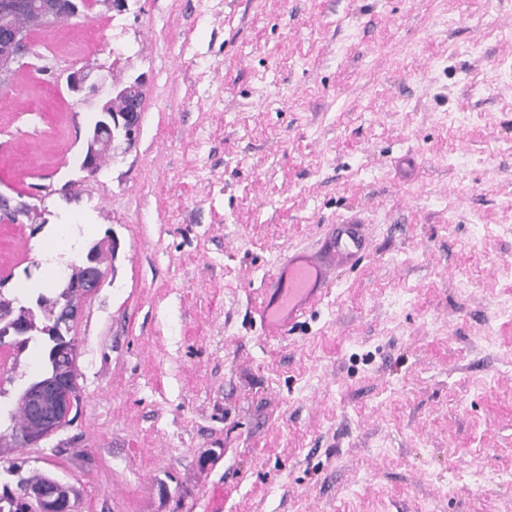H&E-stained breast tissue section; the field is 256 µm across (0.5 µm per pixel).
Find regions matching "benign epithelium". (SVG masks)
Instances as JSON below:
<instances>
[{"mask_svg":"<svg viewBox=\"0 0 512 512\" xmlns=\"http://www.w3.org/2000/svg\"><path fill=\"white\" fill-rule=\"evenodd\" d=\"M87 6L86 0H0V85L8 84L15 72V64L29 50L28 32L10 23V19L22 13H36L45 27L50 28L58 14L65 11L76 15ZM68 89L75 95L100 96L103 83L92 79V71L80 68L66 77ZM140 76L123 87L113 88V95L105 98L98 118L89 133V149L85 155L83 170L94 176L98 173L97 156L112 151L114 130H120L127 139L134 136L139 116L144 107L143 87ZM32 205L0 193V220L10 221L28 213ZM68 291L63 298L54 299L61 306L60 324L73 323L79 313L83 297L93 293L104 280L101 268L100 246H91L87 253L70 265ZM78 346L69 344L59 347L52 354L54 375L26 387L22 399L27 408L31 430L26 433L1 432L0 453L5 455L11 448L35 447L56 433L72 412L82 403V394L72 377ZM75 497L72 486L51 476L38 482L22 484L18 505L20 512H64L63 506Z\"/></svg>","mask_w":512,"mask_h":512,"instance_id":"benign-epithelium-1","label":"benign epithelium"}]
</instances>
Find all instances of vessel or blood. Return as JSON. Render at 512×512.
I'll list each match as a JSON object with an SVG mask.
<instances>
[{
  "mask_svg": "<svg viewBox=\"0 0 512 512\" xmlns=\"http://www.w3.org/2000/svg\"><path fill=\"white\" fill-rule=\"evenodd\" d=\"M329 259L298 252L275 275V304L263 308L265 327L281 330L286 320L302 315L330 283L333 263L357 262L365 250V236L358 224L336 225L328 237Z\"/></svg>",
  "mask_w": 512,
  "mask_h": 512,
  "instance_id": "obj_1",
  "label": "vessel or blood"
}]
</instances>
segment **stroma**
Instances as JSON below:
<instances>
[{"label":"stroma","instance_id":"35a3bbf8","mask_svg":"<svg viewBox=\"0 0 512 512\" xmlns=\"http://www.w3.org/2000/svg\"><path fill=\"white\" fill-rule=\"evenodd\" d=\"M133 141L81 169L97 99ZM5 296L91 243L79 417L23 471L74 512H512V0H124L30 34L0 92ZM367 248L280 334L261 304L332 225ZM67 234H60V225ZM45 366L0 349V426ZM68 89L75 95L97 96L101 95L103 82L92 79V71L80 68L69 72L66 77ZM146 83L140 76L123 87H113L101 106L98 118L89 133V149L85 155V162L81 168L90 176H95L99 170L96 167L97 156L104 151H112L115 140L113 129H121L126 139L132 138L139 125V116L144 107L143 87ZM115 95L114 97H112ZM123 101L121 111L112 109V101ZM107 134V136H105ZM32 209V205L21 200V197H13L0 193V217L3 222H11V217L25 215Z\"/></svg>","mask_w":512,"mask_h":512}]
</instances>
